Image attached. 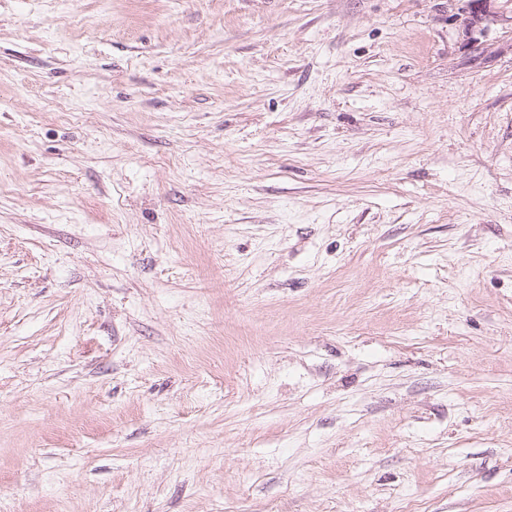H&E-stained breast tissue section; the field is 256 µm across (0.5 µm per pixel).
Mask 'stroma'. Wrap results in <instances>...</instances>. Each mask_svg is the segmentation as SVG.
<instances>
[{"instance_id": "35a3bbf8", "label": "stroma", "mask_w": 512, "mask_h": 512, "mask_svg": "<svg viewBox=\"0 0 512 512\" xmlns=\"http://www.w3.org/2000/svg\"><path fill=\"white\" fill-rule=\"evenodd\" d=\"M461 0H0V512H512V24Z\"/></svg>"}]
</instances>
